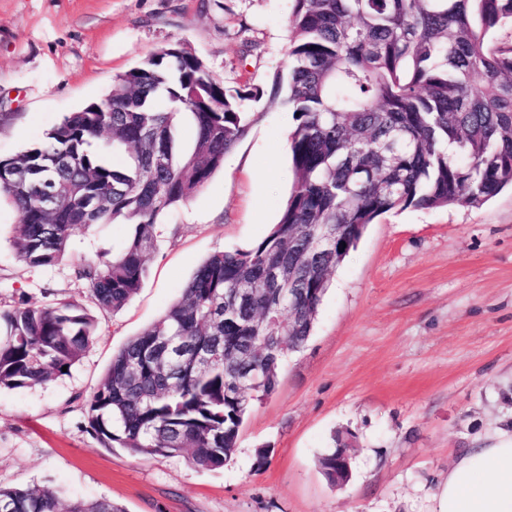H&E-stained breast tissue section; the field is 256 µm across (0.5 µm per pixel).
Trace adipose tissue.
<instances>
[{
    "instance_id": "adipose-tissue-1",
    "label": "adipose tissue",
    "mask_w": 512,
    "mask_h": 512,
    "mask_svg": "<svg viewBox=\"0 0 512 512\" xmlns=\"http://www.w3.org/2000/svg\"><path fill=\"white\" fill-rule=\"evenodd\" d=\"M433 498L435 512H512V427H501L493 444L462 452Z\"/></svg>"
}]
</instances>
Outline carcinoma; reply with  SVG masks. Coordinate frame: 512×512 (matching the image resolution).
<instances>
[{
    "mask_svg": "<svg viewBox=\"0 0 512 512\" xmlns=\"http://www.w3.org/2000/svg\"><path fill=\"white\" fill-rule=\"evenodd\" d=\"M512 0H295L283 103L293 187L270 233L210 255L181 297L112 357L88 401L103 448L181 457L217 470L249 406L276 388L310 336L330 277L365 228L408 206H480L512 187ZM253 88L226 89L180 43L116 77L112 94L65 115L45 141L0 158V196L19 214L12 246L29 268L56 265L72 231L127 224L121 250L74 270L94 304L139 292L155 229L199 191L246 134ZM192 123L183 151L175 131ZM124 152L127 163L110 162ZM97 336L69 301L0 305V389L65 375ZM337 435L318 460L336 484ZM0 512H125L43 486L0 487Z\"/></svg>",
    "mask_w": 512,
    "mask_h": 512,
    "instance_id": "carcinoma-1",
    "label": "carcinoma"
}]
</instances>
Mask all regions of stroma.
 Wrapping results in <instances>:
<instances>
[{"mask_svg":"<svg viewBox=\"0 0 512 512\" xmlns=\"http://www.w3.org/2000/svg\"><path fill=\"white\" fill-rule=\"evenodd\" d=\"M294 0H0V157L39 144L115 77L183 43L229 88L260 89L223 166L157 225L138 294L97 310L77 264L111 257L123 224L76 228L55 267L11 247L18 213L0 200V302L57 298L93 309L98 339L69 375L0 389V486L49 484L126 512H434L455 454L512 421V190L479 207L381 215L337 267L311 336L275 392L245 416L223 468L101 448L87 402L132 336L160 319L214 252L246 249L277 224L293 182L294 120L275 95L288 69ZM352 433L351 478L317 459ZM268 462L257 466L259 451Z\"/></svg>","mask_w":512,"mask_h":512,"instance_id":"obj_1","label":"stroma"}]
</instances>
